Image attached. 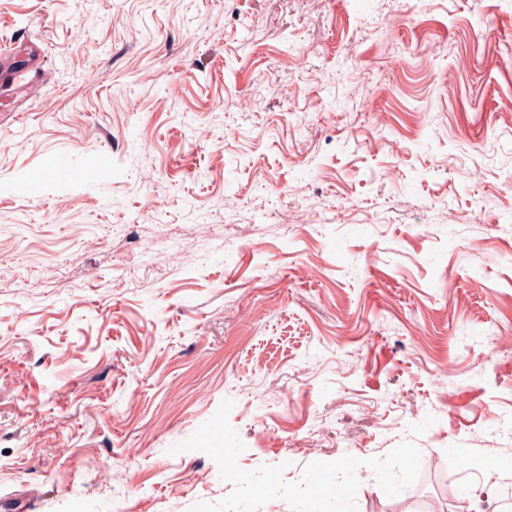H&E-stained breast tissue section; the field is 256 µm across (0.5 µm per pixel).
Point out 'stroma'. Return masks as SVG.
<instances>
[{
  "mask_svg": "<svg viewBox=\"0 0 512 512\" xmlns=\"http://www.w3.org/2000/svg\"><path fill=\"white\" fill-rule=\"evenodd\" d=\"M0 512H188L414 441L358 512H503L512 0H0ZM223 107H215V100ZM449 365L439 374L438 363Z\"/></svg>",
  "mask_w": 512,
  "mask_h": 512,
  "instance_id": "stroma-1",
  "label": "stroma"
}]
</instances>
